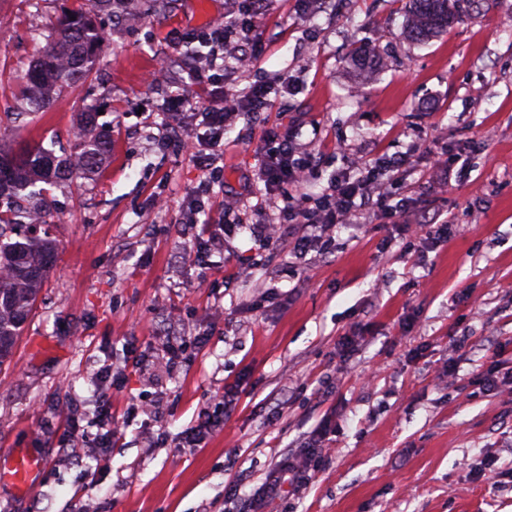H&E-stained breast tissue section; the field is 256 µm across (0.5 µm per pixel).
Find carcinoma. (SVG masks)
Masks as SVG:
<instances>
[{
    "instance_id": "cac0c4a2",
    "label": "carcinoma",
    "mask_w": 512,
    "mask_h": 512,
    "mask_svg": "<svg viewBox=\"0 0 512 512\" xmlns=\"http://www.w3.org/2000/svg\"><path fill=\"white\" fill-rule=\"evenodd\" d=\"M86 0L72 16L62 18L44 35L45 44L25 77V101L35 112L47 110L67 86L86 80L101 64V31L94 24ZM476 0H409L410 24L406 34L427 41L463 21ZM112 150V131L96 126L83 115L73 151L59 159L42 144L29 145L20 154L0 151V363L8 359L20 336L43 282L53 269L56 242L36 236L27 222L28 200L42 215L53 218L47 186L71 181L94 169Z\"/></svg>"
}]
</instances>
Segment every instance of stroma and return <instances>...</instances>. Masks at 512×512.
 <instances>
[{
	"label": "stroma",
	"instance_id": "35a3bbf8",
	"mask_svg": "<svg viewBox=\"0 0 512 512\" xmlns=\"http://www.w3.org/2000/svg\"><path fill=\"white\" fill-rule=\"evenodd\" d=\"M80 2L0 0V148L63 155L88 110L112 132L95 172L51 191L56 263L0 363V456L45 462L29 489L0 483V512H243L322 422L321 466L264 512H512V0L425 43L405 34L406 0H265L257 61L225 57L223 81L273 82L278 103L228 115L203 197L161 106L204 97L185 50L229 11L246 18L244 0H211L206 18L193 0H111L95 12L97 77L21 113L44 30ZM270 133L312 165L287 198L258 178ZM354 158L440 237L396 234L375 211L303 260L280 238L258 246L257 216L290 224L285 204L314 206L333 176H358ZM219 390L221 425L183 446ZM76 404L89 435L127 421L109 469L74 441Z\"/></svg>",
	"mask_w": 512,
	"mask_h": 512
}]
</instances>
